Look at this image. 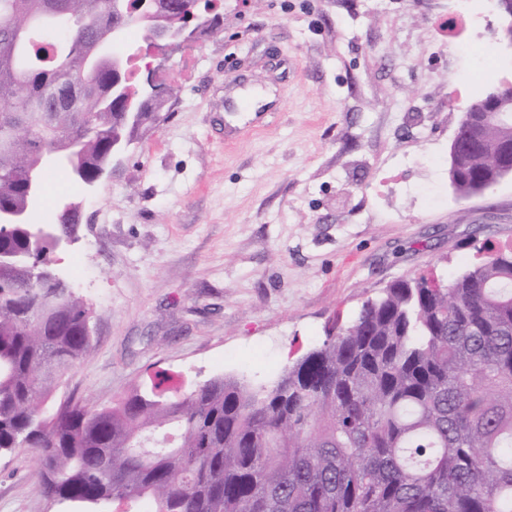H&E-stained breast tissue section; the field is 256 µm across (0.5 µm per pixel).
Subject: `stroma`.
<instances>
[{"mask_svg": "<svg viewBox=\"0 0 512 512\" xmlns=\"http://www.w3.org/2000/svg\"><path fill=\"white\" fill-rule=\"evenodd\" d=\"M218 29L162 58L167 118L88 187L60 275L91 305L92 346L54 400L105 404L164 370L269 385L395 280L455 274L512 245V175L448 182L481 58L455 0H223ZM273 95L226 142L227 101ZM33 450L0 456V512L46 500Z\"/></svg>", "mask_w": 512, "mask_h": 512, "instance_id": "1", "label": "stroma"}]
</instances>
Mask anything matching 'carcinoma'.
<instances>
[{
  "label": "carcinoma",
  "instance_id": "obj_1",
  "mask_svg": "<svg viewBox=\"0 0 512 512\" xmlns=\"http://www.w3.org/2000/svg\"><path fill=\"white\" fill-rule=\"evenodd\" d=\"M131 0H0V210L75 142L85 183L125 121L84 64ZM512 120L461 127V197L500 176ZM34 224L0 228V455H39L41 493L77 512H512V248L451 277L400 279L270 386L157 372L108 405L53 393L91 346V307Z\"/></svg>",
  "mask_w": 512,
  "mask_h": 512
}]
</instances>
